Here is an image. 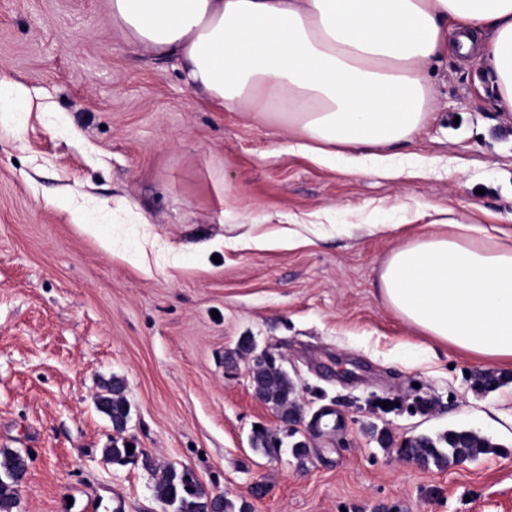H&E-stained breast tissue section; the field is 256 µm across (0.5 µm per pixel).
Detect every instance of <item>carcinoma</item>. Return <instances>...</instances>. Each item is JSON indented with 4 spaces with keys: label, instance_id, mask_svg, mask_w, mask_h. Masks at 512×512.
<instances>
[{
    "label": "carcinoma",
    "instance_id": "carcinoma-1",
    "mask_svg": "<svg viewBox=\"0 0 512 512\" xmlns=\"http://www.w3.org/2000/svg\"><path fill=\"white\" fill-rule=\"evenodd\" d=\"M252 386L257 395L291 415L295 409V390L288 374L275 358L268 356L255 360ZM98 409L107 415L117 431L124 429L129 415L125 387L119 380L103 386V393L96 398ZM489 442L474 431L450 429L434 438L418 437L401 449L408 458L427 465L449 460L460 462L473 460L488 452ZM103 456L111 464L125 465L142 460L153 469L148 455L140 448L127 452V442L112 440V446L104 449ZM27 470V459L18 451H0V512H14L18 506V488ZM154 496L169 512H208L214 504L209 493L196 481L189 470L178 471L165 467L154 484Z\"/></svg>",
    "mask_w": 512,
    "mask_h": 512
}]
</instances>
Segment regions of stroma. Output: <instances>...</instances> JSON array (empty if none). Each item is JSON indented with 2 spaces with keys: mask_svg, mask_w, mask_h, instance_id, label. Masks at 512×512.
I'll return each mask as SVG.
<instances>
[{
  "mask_svg": "<svg viewBox=\"0 0 512 512\" xmlns=\"http://www.w3.org/2000/svg\"><path fill=\"white\" fill-rule=\"evenodd\" d=\"M0 83L28 99L0 112V450L28 457L15 512H166L150 471L106 463L118 435L250 512H512V366L474 387L480 363L378 290L424 206L512 236V116L484 63L435 66L392 177L217 111L125 42L107 0H0ZM264 353L297 421L254 395ZM115 378L120 434L95 405ZM258 426L275 449L253 447ZM456 428L489 451L404 459Z\"/></svg>",
  "mask_w": 512,
  "mask_h": 512,
  "instance_id": "stroma-1",
  "label": "stroma"
}]
</instances>
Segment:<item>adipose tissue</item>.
I'll use <instances>...</instances> for the list:
<instances>
[{"label": "adipose tissue", "instance_id": "ef3b65f1", "mask_svg": "<svg viewBox=\"0 0 512 512\" xmlns=\"http://www.w3.org/2000/svg\"><path fill=\"white\" fill-rule=\"evenodd\" d=\"M132 45L176 60L226 112L278 119L317 161L407 141L423 124L432 66L448 49L484 61L512 114V0H111ZM473 224L433 223L395 248L378 288L434 341L512 363V246Z\"/></svg>", "mask_w": 512, "mask_h": 512}]
</instances>
